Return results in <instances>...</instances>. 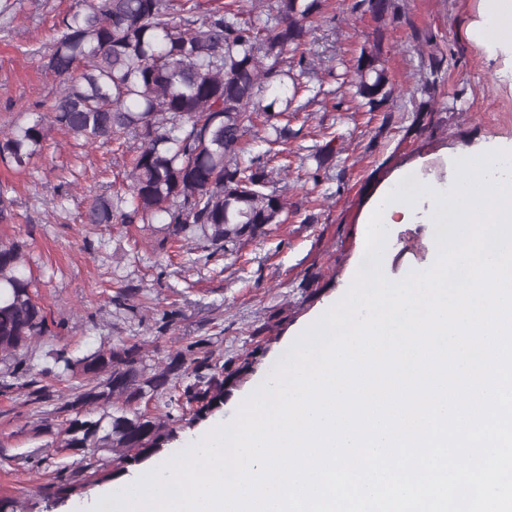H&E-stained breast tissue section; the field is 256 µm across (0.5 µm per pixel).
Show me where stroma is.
<instances>
[{"instance_id": "obj_1", "label": "stroma", "mask_w": 512, "mask_h": 512, "mask_svg": "<svg viewBox=\"0 0 512 512\" xmlns=\"http://www.w3.org/2000/svg\"><path fill=\"white\" fill-rule=\"evenodd\" d=\"M399 2L405 18L382 43L396 93L381 113L359 108L349 86L377 24L353 10L354 0H327L309 37L320 61L297 98L294 136L268 164L291 205L288 219L227 251L210 256L175 245L158 254L136 225L85 223L95 196L121 188L134 158L129 148L86 146L54 130L26 167L0 162V185L15 200V218L0 223V239L23 245L35 260L38 300L53 330L31 344L29 372L7 376L0 361L7 377L0 385V497L15 499L17 512H73L101 487L81 478L62 494L47 486L51 471L64 467L80 477L83 465L55 433L70 389L46 374L50 351L64 347L78 356L120 339L142 343L156 362L196 341L226 359L257 351L252 371L211 415L232 420L239 397L275 365L287 339L349 287L363 254L360 218L370 190L410 165L427 183L454 182L458 153L512 140V83L499 76L502 60L488 58L469 36L480 0ZM73 3L0 0V130L54 96L55 78L30 53L46 51ZM415 29L445 54L434 126L420 134L410 130L423 71ZM331 139L338 151L318 168L314 154ZM435 252L432 225H388L383 273L403 279L431 265ZM129 285L138 288L134 307L116 311L112 300ZM257 332L266 338L260 348L252 340Z\"/></svg>"}]
</instances>
